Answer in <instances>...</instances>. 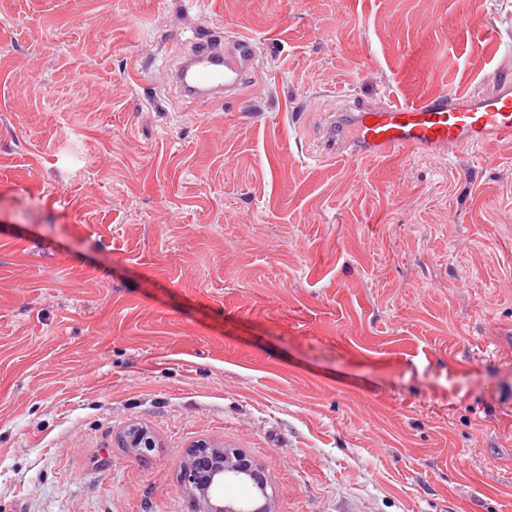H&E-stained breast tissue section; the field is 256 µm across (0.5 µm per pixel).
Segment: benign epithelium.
I'll list each match as a JSON object with an SVG mask.
<instances>
[{
	"label": "benign epithelium",
	"instance_id": "1",
	"mask_svg": "<svg viewBox=\"0 0 512 512\" xmlns=\"http://www.w3.org/2000/svg\"><path fill=\"white\" fill-rule=\"evenodd\" d=\"M129 447L134 451L149 450L153 441L147 433L135 428L129 432ZM185 485L206 505V510H226V512H271V503L251 507L249 505H215L212 503L213 491L224 482L237 479L242 473L250 474L259 483H265L261 469L246 461V456L237 451H226L201 443L189 449L180 462Z\"/></svg>",
	"mask_w": 512,
	"mask_h": 512
}]
</instances>
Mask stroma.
Masks as SVG:
<instances>
[{
	"mask_svg": "<svg viewBox=\"0 0 512 512\" xmlns=\"http://www.w3.org/2000/svg\"><path fill=\"white\" fill-rule=\"evenodd\" d=\"M211 33L231 105L165 80ZM510 52L512 0H0V512H200L201 441L273 512H512V150L318 156ZM246 456L237 451H224L206 443L190 448L180 462V468L185 485L206 505L204 511L228 512H270L269 501L251 507L249 505H215L212 503L213 491L223 486L224 481L237 480L246 472L251 478L264 485L265 476L261 469L246 461ZM216 509V510H212ZM223 511V512H224Z\"/></svg>",
	"mask_w": 512,
	"mask_h": 512,
	"instance_id": "stroma-1",
	"label": "stroma"
}]
</instances>
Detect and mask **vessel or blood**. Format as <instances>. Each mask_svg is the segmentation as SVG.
Masks as SVG:
<instances>
[{
  "label": "vessel or blood",
  "mask_w": 512,
  "mask_h": 512,
  "mask_svg": "<svg viewBox=\"0 0 512 512\" xmlns=\"http://www.w3.org/2000/svg\"><path fill=\"white\" fill-rule=\"evenodd\" d=\"M256 50L255 41L246 36L222 42L205 38L166 77L183 97L234 103L251 78ZM487 82L488 89L477 95L457 89L411 104L392 102L382 107L356 100L349 135L337 137L336 119L327 117L322 129L326 139L324 154L334 157L348 145L388 154L431 145L464 150L475 148L490 137L511 150L512 59L497 60Z\"/></svg>",
  "instance_id": "vessel-or-blood-1"
}]
</instances>
